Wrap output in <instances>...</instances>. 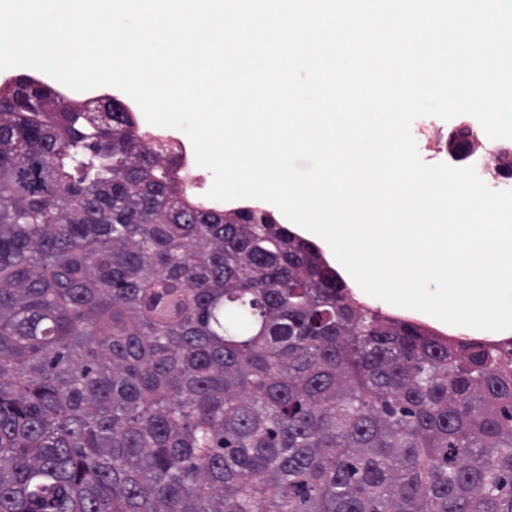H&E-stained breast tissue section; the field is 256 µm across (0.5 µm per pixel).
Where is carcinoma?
Instances as JSON below:
<instances>
[{"label": "carcinoma", "mask_w": 512, "mask_h": 512, "mask_svg": "<svg viewBox=\"0 0 512 512\" xmlns=\"http://www.w3.org/2000/svg\"><path fill=\"white\" fill-rule=\"evenodd\" d=\"M0 83V512H512V341L361 306L127 110ZM180 148L181 171L183 173L186 187L188 188L190 194L194 196H201L211 203L217 205L219 201L210 199L206 196L207 192L209 191L207 181L202 175L197 174L195 171L192 161L187 157L186 148L183 143L180 144Z\"/></svg>", "instance_id": "1"}]
</instances>
